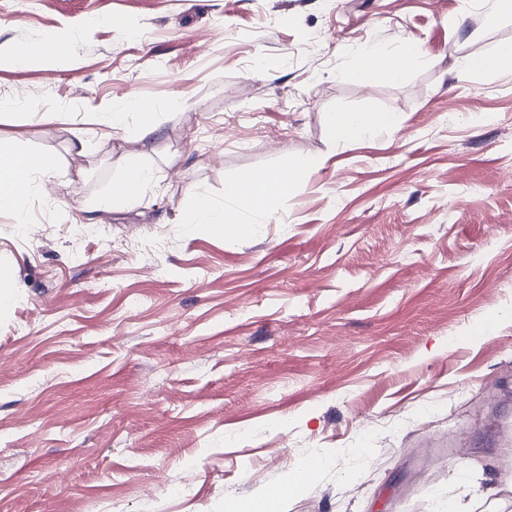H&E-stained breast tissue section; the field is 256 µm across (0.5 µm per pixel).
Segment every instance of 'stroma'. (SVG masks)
Returning a JSON list of instances; mask_svg holds the SVG:
<instances>
[{
  "instance_id": "obj_1",
  "label": "stroma",
  "mask_w": 512,
  "mask_h": 512,
  "mask_svg": "<svg viewBox=\"0 0 512 512\" xmlns=\"http://www.w3.org/2000/svg\"><path fill=\"white\" fill-rule=\"evenodd\" d=\"M496 6L0 0V134L57 167L0 210V512H224L313 453L285 512H437L449 463L507 466L512 70L462 65L512 41ZM52 36L68 53L22 59ZM411 44L400 81L351 76ZM364 110L398 129L332 139ZM287 154L274 214L189 225L194 193ZM130 163L155 181L101 210ZM326 123L331 137L342 142H351L364 135L399 125V117L393 112L366 110L361 112H330Z\"/></svg>"
}]
</instances>
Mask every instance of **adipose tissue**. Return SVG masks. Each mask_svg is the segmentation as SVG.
<instances>
[{"mask_svg":"<svg viewBox=\"0 0 512 512\" xmlns=\"http://www.w3.org/2000/svg\"><path fill=\"white\" fill-rule=\"evenodd\" d=\"M415 54L412 48L394 53L379 49L362 50L356 54L354 72L361 79L373 76L385 82H396L402 78L408 60ZM326 123L332 138L350 142L380 130L394 129L399 124V118L396 113L375 110L331 112L326 117ZM5 156L21 166L22 172L16 175L0 169L1 210L15 208L18 201L32 190L36 179L52 176L55 171L51 156L41 154L35 158L30 157L29 153L18 150L13 140L0 136V157ZM305 166V160L286 156L277 169L265 172L257 185L248 187L241 178H234L224 188L225 203L221 206L206 194H195L190 221L219 230L223 225L240 223L237 204L243 203L259 211L270 210L272 204L285 194L284 189L277 184L281 172H288L290 179L294 180ZM321 465V459L308 458L288 482L278 485L275 491L246 500H225V512H279L282 501L297 494Z\"/></svg>","mask_w":512,"mask_h":512,"instance_id":"1","label":"adipose tissue"}]
</instances>
